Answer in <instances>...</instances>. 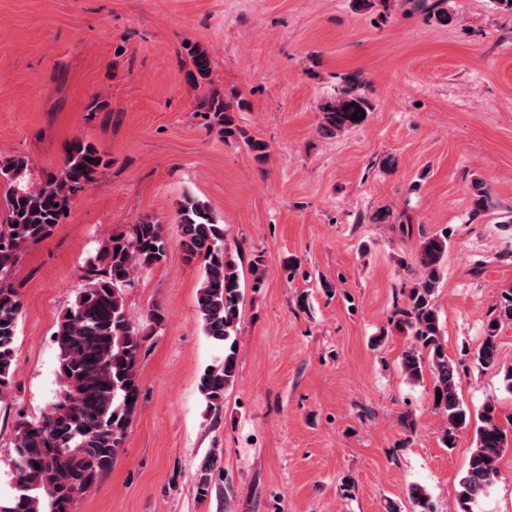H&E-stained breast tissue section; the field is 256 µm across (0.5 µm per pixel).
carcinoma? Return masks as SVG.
Segmentation results:
<instances>
[{
	"instance_id": "1",
	"label": "carcinoma",
	"mask_w": 512,
	"mask_h": 512,
	"mask_svg": "<svg viewBox=\"0 0 512 512\" xmlns=\"http://www.w3.org/2000/svg\"><path fill=\"white\" fill-rule=\"evenodd\" d=\"M189 62L192 81L209 79L210 61L205 51H191ZM370 109V101L357 88L348 87L321 105L320 128L328 135L344 132L360 125ZM197 111L212 114L223 126L224 137L236 135L233 106L223 94L212 92L199 99ZM355 112L357 121L351 118ZM105 164L98 148L80 138L68 143L58 171L38 186L26 181L25 158L0 160V178L9 184L7 217L0 223V395L12 390L15 379L13 356L21 302L11 280L13 268L23 249L46 240L63 223L72 196L94 182ZM472 187V209L489 208L492 201L483 182L476 179ZM178 224L187 257L202 259L197 311L203 331L224 346L223 363L205 368L199 377L204 398L219 406L224 392L237 379L236 324L244 293L235 262L224 245V225L216 222L209 208L187 199L178 210ZM450 239L446 228L424 238L419 249L420 278L406 305L393 317V324L416 340L401 353L403 373L415 381L429 376L432 397H440L433 406L446 419L442 446L455 447L461 432L475 428L474 448L459 491L464 512H471L468 505L487 494L502 452L512 445V417L503 423L494 404L487 402L473 411L459 397L456 366L448 358L433 302ZM165 254L163 224L150 216L101 241L89 261L92 276L78 289L54 333L62 392L40 421L17 423L15 460L23 465L16 466L15 493L0 504V512H74L77 496L95 489L119 460L138 409V359L147 339L126 317L121 286L159 264ZM505 322H512V289L489 311L483 341L474 354L479 364L497 363L498 329L494 325ZM221 469L216 454L202 465L196 484L198 496H207L214 472ZM409 496L418 512H431L423 487H411Z\"/></svg>"
}]
</instances>
